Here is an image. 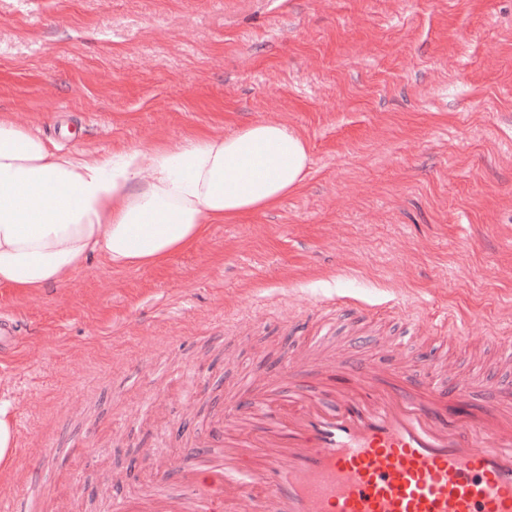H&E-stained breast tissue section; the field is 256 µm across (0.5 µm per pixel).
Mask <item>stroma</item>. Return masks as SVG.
<instances>
[{
    "label": "stroma",
    "mask_w": 512,
    "mask_h": 512,
    "mask_svg": "<svg viewBox=\"0 0 512 512\" xmlns=\"http://www.w3.org/2000/svg\"><path fill=\"white\" fill-rule=\"evenodd\" d=\"M107 154L280 121L313 163L279 203L211 225L158 266L91 259L64 284L0 287L22 345L0 405L43 512H104L244 377L306 349L337 303V359L494 388L512 327V0H0V114ZM417 303L421 319L371 315ZM452 319L466 339L435 331ZM77 446L75 454L66 449ZM49 450L41 459V450Z\"/></svg>",
    "instance_id": "obj_1"
}]
</instances>
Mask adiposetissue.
Returning a JSON list of instances; mask_svg holds the SVG:
<instances>
[{
  "instance_id": "adipose-tissue-1",
  "label": "adipose tissue",
  "mask_w": 512,
  "mask_h": 512,
  "mask_svg": "<svg viewBox=\"0 0 512 512\" xmlns=\"http://www.w3.org/2000/svg\"><path fill=\"white\" fill-rule=\"evenodd\" d=\"M311 164L307 140L278 121L93 156L0 114V284L56 286L92 257L116 271L161 264L210 225L277 204Z\"/></svg>"
}]
</instances>
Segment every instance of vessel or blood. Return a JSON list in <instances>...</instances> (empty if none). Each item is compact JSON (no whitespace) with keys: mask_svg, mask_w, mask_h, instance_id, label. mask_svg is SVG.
I'll return each mask as SVG.
<instances>
[{"mask_svg":"<svg viewBox=\"0 0 512 512\" xmlns=\"http://www.w3.org/2000/svg\"><path fill=\"white\" fill-rule=\"evenodd\" d=\"M48 468L0 498L36 512ZM110 512H512V374L481 415L444 386L361 359L290 353L242 382L221 415L148 489Z\"/></svg>","mask_w":512,"mask_h":512,"instance_id":"b4317fda","label":"vessel or blood"}]
</instances>
